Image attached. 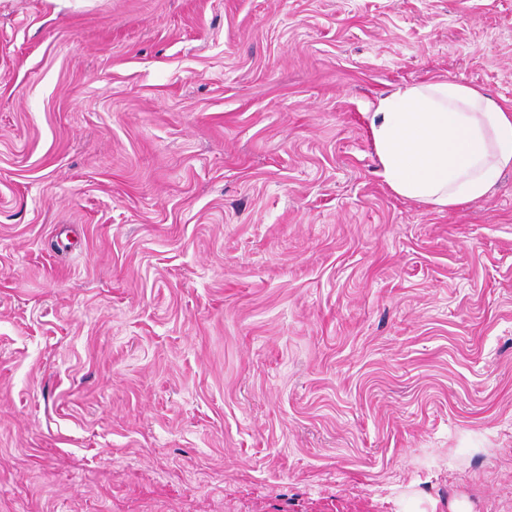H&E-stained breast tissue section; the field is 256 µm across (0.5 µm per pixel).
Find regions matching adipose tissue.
<instances>
[{
  "instance_id": "1",
  "label": "adipose tissue",
  "mask_w": 512,
  "mask_h": 512,
  "mask_svg": "<svg viewBox=\"0 0 512 512\" xmlns=\"http://www.w3.org/2000/svg\"><path fill=\"white\" fill-rule=\"evenodd\" d=\"M370 143L396 196L452 208L488 196L512 169V109L482 89L438 79L378 100Z\"/></svg>"
}]
</instances>
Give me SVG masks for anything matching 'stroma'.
<instances>
[{
  "label": "stroma",
  "instance_id": "obj_1",
  "mask_svg": "<svg viewBox=\"0 0 512 512\" xmlns=\"http://www.w3.org/2000/svg\"><path fill=\"white\" fill-rule=\"evenodd\" d=\"M439 78L512 0H0V512H512V170L369 142Z\"/></svg>",
  "mask_w": 512,
  "mask_h": 512
}]
</instances>
